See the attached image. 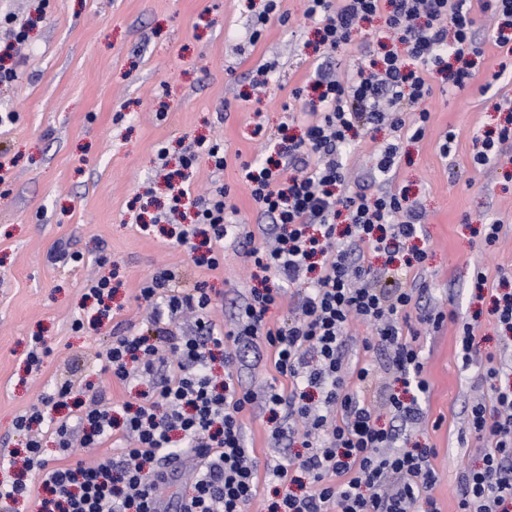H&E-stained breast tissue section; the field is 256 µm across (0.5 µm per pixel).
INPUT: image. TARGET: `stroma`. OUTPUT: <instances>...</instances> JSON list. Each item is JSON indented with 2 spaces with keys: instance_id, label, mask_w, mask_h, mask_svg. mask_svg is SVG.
<instances>
[{
  "instance_id": "stroma-1",
  "label": "stroma",
  "mask_w": 512,
  "mask_h": 512,
  "mask_svg": "<svg viewBox=\"0 0 512 512\" xmlns=\"http://www.w3.org/2000/svg\"><path fill=\"white\" fill-rule=\"evenodd\" d=\"M264 0H0V13L28 24V42L17 57L19 78L0 84V113H17L0 130V482L23 479L39 485L40 468L10 466L27 437L14 427L57 383L72 380L75 396L106 402L137 401V392L102 371L96 359L114 337L132 330L154 335L151 312L137 296L159 268L183 272L184 287L205 283L215 299L209 317L226 328L242 295L264 274L233 241L224 244L217 270L195 267L185 247L172 244L154 217L163 215L168 190L160 166L179 167L196 142L218 140L227 151L224 170L199 156L186 172L193 196L227 186L244 230L259 232L269 219L253 201L242 166L265 159L281 139V125L299 133L295 114L309 108L307 82L317 69L348 76L374 57L383 17L361 23L344 48L316 45L315 26L301 20V0H283L289 20L256 28ZM484 58L463 89L434 87L424 103L430 120L418 142L396 140L389 126L368 130L355 142L349 165L356 190L376 193L367 180L375 155L387 143L400 146L397 186L426 212L417 241L427 257L415 274L426 289L421 306L448 312L440 330L424 328L428 391L424 419L411 442L436 447L432 465L439 481L432 491L441 512H456V489L464 468L479 465L485 440L468 430V408L486 393L478 365L459 354L458 317L480 312L474 329L480 358L512 348L490 317L495 298L512 292V139L495 161L475 166L487 133L506 125L504 101L512 100V76L499 75L507 51L494 42L495 22L473 15ZM260 37H253V30ZM270 69L258 91L257 70ZM455 140L449 155L440 146ZM167 159H159V151ZM149 230H142V223ZM499 223L498 241L485 245L481 225ZM81 253L66 269L57 250ZM488 281L472 288L475 269ZM107 277L115 293L113 316L77 331L90 315L89 278ZM51 352L39 370L27 368L33 336ZM244 443L260 464L275 463L300 443L270 445L272 424L245 412ZM111 447L61 448L45 436L40 458L48 466L73 465L111 456Z\"/></svg>"
}]
</instances>
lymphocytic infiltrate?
Instances as JSON below:
<instances>
[{
	"label": "lymphocytic infiltrate",
	"mask_w": 512,
	"mask_h": 512,
	"mask_svg": "<svg viewBox=\"0 0 512 512\" xmlns=\"http://www.w3.org/2000/svg\"><path fill=\"white\" fill-rule=\"evenodd\" d=\"M303 21L318 27L329 50L346 45L362 21L384 15L382 37L394 46L341 80L319 76L316 109L303 116L304 133L280 146L275 157L243 164L244 179L260 211L271 218L273 240L241 233L237 209L224 187L192 199L186 187L173 194L174 206L193 200L202 225L206 254H199L188 233L177 242L194 253V263L218 269L224 241L244 237L246 255L275 279L274 287L251 289L230 329L208 318L212 297L203 284L180 285L178 271L162 268L149 276L138 299L152 311L158 341L133 333L113 340L104 367L122 384L146 383L138 403H124V423L114 410L91 403L72 422L52 413L65 405L71 381L18 416L15 426L28 432L46 426L69 447L117 441L119 451L94 465L56 467L41 476V512H168L159 493L171 477L172 459L193 462L191 494L178 512H245L260 486L304 485L286 493L270 512H411L429 498L439 476L431 465L436 451L402 443L406 428L423 417L420 397L428 385L425 358L404 331L412 321L439 328L444 312L419 309L414 289L386 287L366 253L395 257L423 231L425 214L394 187L399 146L391 143L376 156L371 177L382 187L368 195L351 189L347 156L356 131L390 124L412 141L424 138L429 112L407 123L406 110L432 93L431 81L463 88L474 73L481 47L473 31V7L512 20V0H303ZM345 219L337 234V219ZM302 289L288 323L270 327L268 313L288 288ZM190 311L191 335L174 332L169 320ZM358 320L375 334L363 351L382 352L385 361L350 364L348 326ZM263 344L273 356L279 382L262 390L242 386V360L229 345ZM222 360L223 376L213 370ZM512 356L486 367L483 378L490 401L474 403L468 413L472 433L490 436L478 467L464 469L457 512H512ZM388 409L399 426H379L378 408ZM259 410L275 421L272 441L299 440L302 450L260 470L243 444L240 415Z\"/></svg>",
	"instance_id": "f902f5d3"
}]
</instances>
